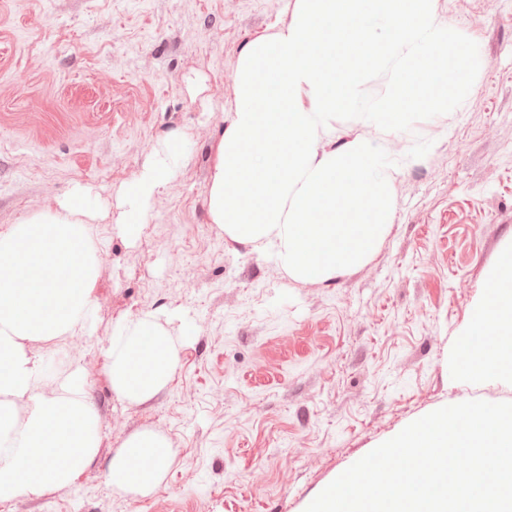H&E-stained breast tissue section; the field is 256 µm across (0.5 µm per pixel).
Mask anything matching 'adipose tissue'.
<instances>
[{
	"instance_id": "1",
	"label": "adipose tissue",
	"mask_w": 512,
	"mask_h": 512,
	"mask_svg": "<svg viewBox=\"0 0 512 512\" xmlns=\"http://www.w3.org/2000/svg\"><path fill=\"white\" fill-rule=\"evenodd\" d=\"M172 173L167 157L154 156L125 188L119 233L136 236L155 197ZM88 187L77 184L54 206L0 232V502L41 497L74 484L99 448L98 416L84 367L70 364L47 375L36 339L85 336L100 274L94 214ZM487 298L472 313V325L494 340L466 343L464 368L476 380L512 376V247L485 283ZM177 347L151 312L119 322L107 347V372L114 394L131 402L153 397L171 381ZM52 392H45V385ZM172 456L169 441L145 429L112 456L106 473L111 488L147 495L163 481Z\"/></svg>"
}]
</instances>
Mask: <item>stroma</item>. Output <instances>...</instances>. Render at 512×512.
<instances>
[{"instance_id": "1", "label": "stroma", "mask_w": 512, "mask_h": 512, "mask_svg": "<svg viewBox=\"0 0 512 512\" xmlns=\"http://www.w3.org/2000/svg\"><path fill=\"white\" fill-rule=\"evenodd\" d=\"M478 45L480 70L448 117L383 131L336 120L402 160L390 227L361 265L290 277L211 224L207 197L237 100L244 46L293 20L286 0H0V230L74 184L91 187L101 272L91 335L34 340L85 367L96 460L25 512H305L404 427L469 400L512 402V377L472 380L459 344L512 245V0H433ZM184 149L137 238L123 188L171 135ZM151 311L178 344L171 382L119 399L112 330ZM152 429L173 448L150 494L107 483L111 457Z\"/></svg>"}]
</instances>
